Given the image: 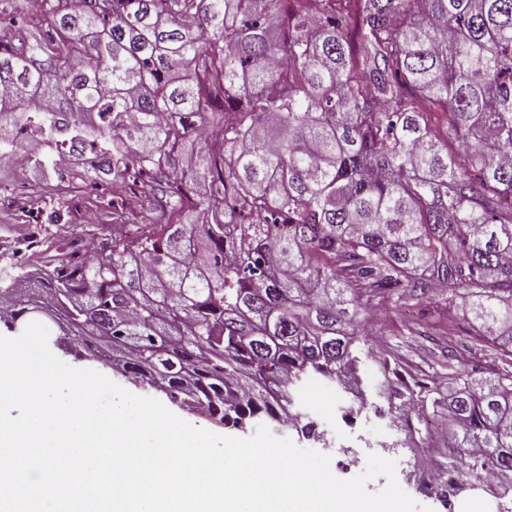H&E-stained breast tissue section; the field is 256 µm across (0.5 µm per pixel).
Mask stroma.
<instances>
[{"label": "stroma", "mask_w": 512, "mask_h": 512, "mask_svg": "<svg viewBox=\"0 0 512 512\" xmlns=\"http://www.w3.org/2000/svg\"><path fill=\"white\" fill-rule=\"evenodd\" d=\"M40 210L43 220L38 230L58 248L77 239L96 237L100 226L112 221L103 207L98 208L93 224L77 222L57 201L42 204ZM27 231V225L13 215L0 213V280H10L23 269L42 268V261L32 259L20 248ZM423 307L437 321L448 318V298L441 294L420 307L414 305L398 312L377 306L365 316L367 345L373 353L364 360L358 379L345 380L344 392H366L368 399L361 411L367 414V421L349 430L337 426L335 417H327L326 430L317 440L305 439L293 428L274 422L268 428L275 437L329 455L331 471L338 478L361 473L368 454H381L395 460L402 489L432 512H498L493 492L478 482L463 489L455 508H448L440 497L420 487L409 463L410 457L418 454L424 466L441 470L448 467L449 349H456L459 368L468 370L484 361L475 346H449L447 331L435 332L416 325L415 317ZM387 368L397 371L398 379L385 382L383 371Z\"/></svg>", "instance_id": "stroma-1"}]
</instances>
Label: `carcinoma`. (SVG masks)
Here are the masks:
<instances>
[{"instance_id":"carcinoma-1","label":"carcinoma","mask_w":512,"mask_h":512,"mask_svg":"<svg viewBox=\"0 0 512 512\" xmlns=\"http://www.w3.org/2000/svg\"><path fill=\"white\" fill-rule=\"evenodd\" d=\"M0 42V160L162 224L49 263L0 320L239 427L360 366L358 314L444 285L448 447L512 473V0H31ZM208 126L219 137L201 143Z\"/></svg>"}]
</instances>
